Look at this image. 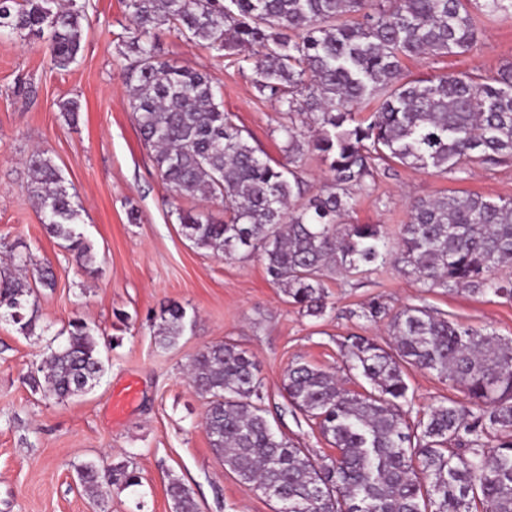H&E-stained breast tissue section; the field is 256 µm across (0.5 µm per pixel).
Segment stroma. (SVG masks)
Returning <instances> with one entry per match:
<instances>
[{"label": "stroma", "mask_w": 512, "mask_h": 512, "mask_svg": "<svg viewBox=\"0 0 512 512\" xmlns=\"http://www.w3.org/2000/svg\"><path fill=\"white\" fill-rule=\"evenodd\" d=\"M84 3V38L68 68L52 63L45 40L0 36V261L31 258L50 267L56 280L55 288L39 291L32 335L0 318V512H172L167 485L173 475L194 492L201 512H275V500L225 470L209 445L201 426L207 401L188 373L201 350L230 342L253 354L270 421L317 460L333 449L289 403L282 389L289 365L318 366L361 391L367 383L340 344L352 334L389 343L383 324L361 316L369 300L393 310L425 305L504 339L512 338V301L441 288L425 292L388 265L329 280V307L318 318L289 303L259 255L220 259L194 247L181 234L178 210L205 206L220 219L222 208L173 196L140 139L123 75L132 61L125 41L133 29L124 0ZM479 17L471 52L408 60L406 74L477 73L511 63L512 13ZM155 39L162 59L209 74L224 92L225 111L253 145L282 160L280 107L259 95L251 68L165 25ZM68 99L80 104L72 122L60 108ZM36 150L60 169L82 208L77 229L91 247L88 267L41 222L28 191L27 159ZM375 180L374 194L359 198L349 220L393 231L407 222L417 198L454 191L512 197V161L447 176L389 163L378 166ZM132 209L139 215L134 223ZM171 305L185 310L189 325L176 346L164 349L155 342L154 322ZM76 318L97 336L104 372L90 393L59 402L33 391L30 378L46 341ZM408 384L415 411L463 399L433 372L410 370ZM130 386L134 401L115 415L114 401ZM107 455L126 461L140 484L112 486L94 502L74 466Z\"/></svg>", "instance_id": "stroma-1"}]
</instances>
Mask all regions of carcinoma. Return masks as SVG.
Returning <instances> with one entry per match:
<instances>
[{"label":"carcinoma","instance_id":"cac0c4a2","mask_svg":"<svg viewBox=\"0 0 512 512\" xmlns=\"http://www.w3.org/2000/svg\"><path fill=\"white\" fill-rule=\"evenodd\" d=\"M471 0H126L133 20L126 46L131 107L154 150L162 181L180 197L220 202L224 219L177 209L182 235L215 256L261 255L270 281L311 316L327 312L326 280L392 263L426 292L437 288L512 300V198L449 193L410 202L395 236L380 224L345 217L375 191L376 163L396 162L444 175L512 159V66L487 75L410 78L403 61L465 54L478 41ZM85 12L76 0H0V30L46 37L55 66L81 49ZM177 33L237 63L251 65L257 92L279 103L285 162L260 155L223 94L202 72L162 60L154 30ZM375 103L365 116L354 110ZM326 167L306 201L296 169L306 155ZM29 191L50 235L77 261H91L76 232L81 207L43 151L28 160ZM53 274L22 260L0 269V310L17 330L33 331L38 289ZM368 322L386 324L392 346L352 335L341 344L371 385L343 388L310 364L288 366L283 390L336 449L313 461L279 435L258 401L257 363L232 343L200 352L191 367L208 400L202 427L224 468L262 491L274 489L288 512H512V339L483 333L426 306L393 312L377 299ZM186 312L171 306L155 342L174 347ZM428 370L465 401L410 418L408 372ZM45 393L66 400L92 390L104 372L98 341L80 319L64 342L45 347ZM85 494L138 485L127 463L106 458L75 465ZM173 512H200L193 491L169 479Z\"/></svg>","mask_w":512,"mask_h":512}]
</instances>
